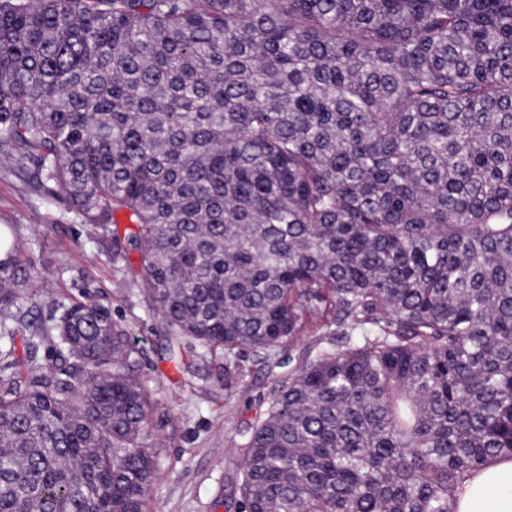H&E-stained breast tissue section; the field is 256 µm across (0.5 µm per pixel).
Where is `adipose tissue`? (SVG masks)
<instances>
[{
	"label": "adipose tissue",
	"instance_id": "ef3b65f1",
	"mask_svg": "<svg viewBox=\"0 0 512 512\" xmlns=\"http://www.w3.org/2000/svg\"><path fill=\"white\" fill-rule=\"evenodd\" d=\"M459 512H512V462L489 466L467 482Z\"/></svg>",
	"mask_w": 512,
	"mask_h": 512
}]
</instances>
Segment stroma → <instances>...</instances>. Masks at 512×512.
Returning a JSON list of instances; mask_svg holds the SVG:
<instances>
[{"label":"stroma","instance_id":"35a3bbf8","mask_svg":"<svg viewBox=\"0 0 512 512\" xmlns=\"http://www.w3.org/2000/svg\"><path fill=\"white\" fill-rule=\"evenodd\" d=\"M15 147L0 142V224L16 225L39 271L20 302L30 322H52L62 306L91 299L112 309L141 351V371L157 404L153 440L160 448L158 479L149 512H228L242 480V431L264 418L276 382L288 379L331 343L318 322L281 347L276 374L242 357L241 376L224 381V358L202 362L187 355L181 366L166 361V324L133 280L129 262H113L111 231L91 232L58 189L42 186L37 161L15 162Z\"/></svg>","mask_w":512,"mask_h":512}]
</instances>
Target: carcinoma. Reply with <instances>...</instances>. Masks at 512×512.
I'll use <instances>...</instances> for the list:
<instances>
[{"mask_svg": "<svg viewBox=\"0 0 512 512\" xmlns=\"http://www.w3.org/2000/svg\"><path fill=\"white\" fill-rule=\"evenodd\" d=\"M0 140L128 213L174 365L326 319L235 512H458L512 462V0H0ZM35 279L0 224V512H147L138 350L92 300L13 315Z\"/></svg>", "mask_w": 512, "mask_h": 512, "instance_id": "1", "label": "carcinoma"}]
</instances>
